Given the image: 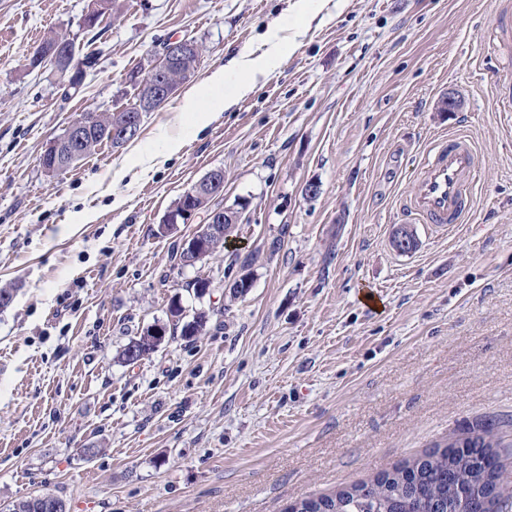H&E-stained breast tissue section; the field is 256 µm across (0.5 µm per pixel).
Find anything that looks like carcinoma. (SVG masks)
Listing matches in <instances>:
<instances>
[{
  "instance_id": "cac0c4a2",
  "label": "carcinoma",
  "mask_w": 512,
  "mask_h": 512,
  "mask_svg": "<svg viewBox=\"0 0 512 512\" xmlns=\"http://www.w3.org/2000/svg\"><path fill=\"white\" fill-rule=\"evenodd\" d=\"M207 324L201 313L181 327V336L191 339ZM165 337L140 334L120 350L118 360L130 363L128 352L134 345L139 357L153 353ZM498 423L486 420L469 429L465 436L437 443L423 455L405 460L369 483L356 484L314 500L301 499L297 512H448L457 489L485 504V512H502L512 500L499 485L503 472L498 448Z\"/></svg>"
}]
</instances>
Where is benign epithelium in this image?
<instances>
[{"label":"benign epithelium","instance_id":"1","mask_svg":"<svg viewBox=\"0 0 512 512\" xmlns=\"http://www.w3.org/2000/svg\"><path fill=\"white\" fill-rule=\"evenodd\" d=\"M104 12L103 0H90L83 16L84 28L94 26ZM195 41L190 39L174 40L167 43L158 64L153 68L147 79L142 81L135 101L113 113L112 126L104 138L115 147L134 139L140 131L143 116L156 110L176 90L178 83L183 81V74L173 67V63L193 49ZM75 57L73 39L60 40L52 50L46 51L36 47L29 58L30 66L40 67L46 63L53 65L63 80H68L72 74V62ZM96 114L89 112L80 120L68 125L64 132L49 142L44 150V156L51 160L45 167L49 174L64 170L81 160L86 153V136L93 125ZM224 193V171L214 168L208 171L189 192L190 197L207 196L220 197ZM196 216V209L186 208L177 214H168L159 225L160 231L169 233L182 223L188 224ZM233 216V210L228 208H213L207 215V223L200 226L199 231L181 244L180 263L195 266L209 257L211 253L210 240L219 235L221 222Z\"/></svg>","mask_w":512,"mask_h":512}]
</instances>
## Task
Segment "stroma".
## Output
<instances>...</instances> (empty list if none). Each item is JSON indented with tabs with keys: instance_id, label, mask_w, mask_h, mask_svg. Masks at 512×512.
<instances>
[{
	"instance_id": "stroma-1",
	"label": "stroma",
	"mask_w": 512,
	"mask_h": 512,
	"mask_svg": "<svg viewBox=\"0 0 512 512\" xmlns=\"http://www.w3.org/2000/svg\"><path fill=\"white\" fill-rule=\"evenodd\" d=\"M498 2L314 0L299 27L296 0H117L87 30L89 0H0V284L18 289L0 314V507L50 493L67 512H283L491 418L512 494V122L496 109L512 68L485 48ZM271 31L280 66L190 132L183 95ZM52 34L96 57L68 97L28 65ZM183 38L198 67L135 139L42 169L50 140L134 101ZM448 133L472 141L477 178L465 221L439 227L406 204ZM166 134L182 150L141 175ZM217 167L224 206L246 208L221 251L182 266L195 225L158 226ZM175 300L205 330L119 362Z\"/></svg>"
}]
</instances>
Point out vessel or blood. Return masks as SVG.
Returning a JSON list of instances; mask_svg holds the SVG:
<instances>
[{
    "label": "vessel or blood",
    "mask_w": 512,
    "mask_h": 512,
    "mask_svg": "<svg viewBox=\"0 0 512 512\" xmlns=\"http://www.w3.org/2000/svg\"><path fill=\"white\" fill-rule=\"evenodd\" d=\"M475 172V155L467 137L439 138L417 171L416 191L407 203L409 213L429 224L461 223L470 212Z\"/></svg>",
    "instance_id": "b4317fda"
}]
</instances>
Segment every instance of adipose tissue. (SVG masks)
Listing matches in <instances>:
<instances>
[{
    "label": "adipose tissue",
    "instance_id": "ef3b65f1",
    "mask_svg": "<svg viewBox=\"0 0 512 512\" xmlns=\"http://www.w3.org/2000/svg\"><path fill=\"white\" fill-rule=\"evenodd\" d=\"M269 48L259 57L239 53L228 64L215 69L206 82L197 89L186 92L181 109L193 114L196 127H205L211 113L227 110L248 95L258 78L267 76L284 54L283 44L276 34L267 38Z\"/></svg>",
    "mask_w": 512,
    "mask_h": 512
}]
</instances>
